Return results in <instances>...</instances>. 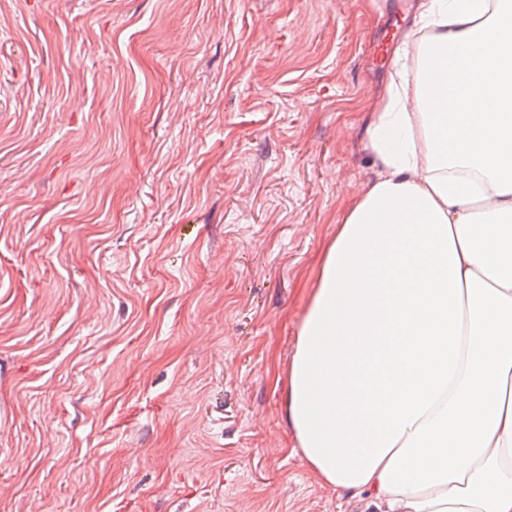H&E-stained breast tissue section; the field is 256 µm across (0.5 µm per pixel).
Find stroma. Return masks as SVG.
Returning <instances> with one entry per match:
<instances>
[{
    "label": "stroma",
    "instance_id": "35a3bbf8",
    "mask_svg": "<svg viewBox=\"0 0 512 512\" xmlns=\"http://www.w3.org/2000/svg\"><path fill=\"white\" fill-rule=\"evenodd\" d=\"M415 0H0V512H363L284 412Z\"/></svg>",
    "mask_w": 512,
    "mask_h": 512
}]
</instances>
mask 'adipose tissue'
Here are the masks:
<instances>
[{"mask_svg": "<svg viewBox=\"0 0 512 512\" xmlns=\"http://www.w3.org/2000/svg\"><path fill=\"white\" fill-rule=\"evenodd\" d=\"M367 113L376 176L298 327L293 448L364 512H512V0H418Z\"/></svg>", "mask_w": 512, "mask_h": 512, "instance_id": "1", "label": "adipose tissue"}]
</instances>
